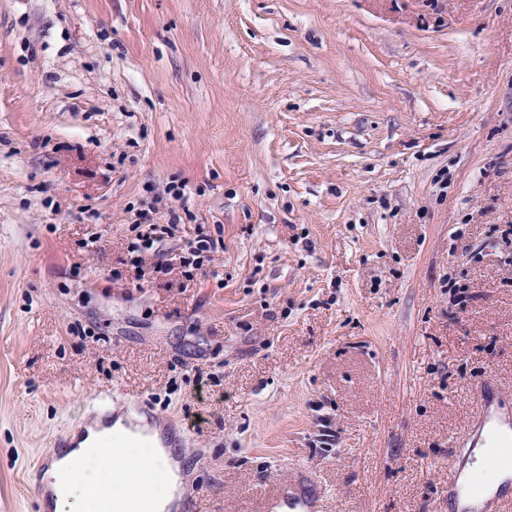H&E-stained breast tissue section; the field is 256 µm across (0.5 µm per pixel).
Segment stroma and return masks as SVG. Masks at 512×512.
<instances>
[{"label":"stroma","instance_id":"35a3bbf8","mask_svg":"<svg viewBox=\"0 0 512 512\" xmlns=\"http://www.w3.org/2000/svg\"><path fill=\"white\" fill-rule=\"evenodd\" d=\"M150 208L146 263L217 240L193 278L137 279ZM488 376L512 0H0V512L108 389L188 428L204 512H448ZM139 223L132 224V232L136 233V240L134 242V248L139 250H152L155 245L159 244L164 240L165 235H173L176 229L175 217L169 224H155L150 223L151 219H148V214H139ZM266 512H316L313 498L295 493L291 487L283 488L265 509Z\"/></svg>","mask_w":512,"mask_h":512}]
</instances>
